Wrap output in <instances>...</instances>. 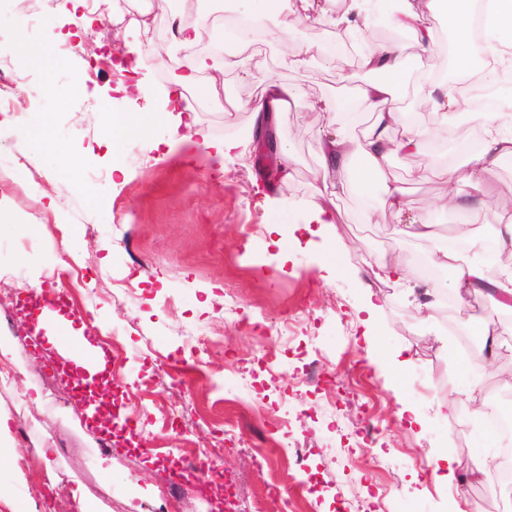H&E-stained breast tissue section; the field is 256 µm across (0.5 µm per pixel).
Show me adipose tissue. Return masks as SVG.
Returning <instances> with one entry per match:
<instances>
[{"instance_id": "ef3b65f1", "label": "adipose tissue", "mask_w": 512, "mask_h": 512, "mask_svg": "<svg viewBox=\"0 0 512 512\" xmlns=\"http://www.w3.org/2000/svg\"><path fill=\"white\" fill-rule=\"evenodd\" d=\"M249 2L244 19L258 36L273 28L295 27L302 18L299 7L290 6L289 0ZM430 13L440 16L452 34L451 53L458 71L474 74L484 83H496L503 74H512V0H400L393 23L408 32L415 46L424 52L430 50L433 39V30L426 23ZM408 61L404 45L393 42L366 44L364 52L353 59V70L378 72L385 79L355 89V100L371 114L363 137L355 140L339 132L321 148L317 183L307 216L308 223L317 225L319 233H326L336 224V200L354 187L366 196H379L382 205L394 214L411 208L407 190L386 172L393 154L421 151L431 136L427 128L406 124L399 107ZM235 67L236 62L229 54L221 58L194 55L173 74L171 83L174 90L193 89L199 96L215 99L226 73ZM415 96L420 106L442 123L468 109L460 90L443 77L420 79ZM304 97L302 88L269 78L259 100L232 99L228 106L234 111L253 113L257 124L262 125L276 120ZM476 118L484 130L483 145L464 170L449 172L448 179L463 180L477 188L499 162L512 158V132L505 131L502 113L480 112ZM429 259L437 266L455 269L457 287L480 292L486 279L480 260L448 247L434 250Z\"/></svg>"}]
</instances>
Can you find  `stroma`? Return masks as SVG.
I'll return each instance as SVG.
<instances>
[{
	"mask_svg": "<svg viewBox=\"0 0 512 512\" xmlns=\"http://www.w3.org/2000/svg\"><path fill=\"white\" fill-rule=\"evenodd\" d=\"M89 17L76 0H0V60L20 70L27 95L12 112H0V198L8 199V227L0 229V292L15 296L31 286L66 292L80 308L74 328L103 348L119 346L125 362L112 378V399L123 416L136 420L133 446L114 444L101 453V436L76 404L60 405L40 376L49 357L35 358L27 345L30 325L11 308V327L0 326V512H80V501L100 512H149L167 469L186 449H198L232 480L237 512H499L502 487L473 479L472 458L484 442L472 421L496 399L512 373V327L504 356L494 368L460 353L456 344L428 341L412 315L402 287L377 280L373 259L398 250L411 285H425L414 257L447 246L459 225L482 237L498 224L495 211L477 216L434 208L447 190L465 200L478 193L512 195V159L501 161L482 191L468 183L448 185L445 171L465 165L459 139L477 128L467 117L453 126L420 110L413 93L403 111L428 127L432 137L417 155L394 154L392 180L414 201L400 216L378 201L364 202L350 190L336 202L339 222L322 237L303 223L320 148L338 129L359 137L367 118L298 108L281 113L273 128L289 144L292 177L282 180L278 154L252 138L253 113L214 109L196 113L213 140L245 138L246 157L217 159L202 144L169 147L170 120L161 118L170 81L169 64L182 52L166 19L183 0H100ZM342 10V0H314L296 27L272 30L260 43L233 50L237 70L228 76V98L260 96V76L306 89L309 97L336 103L351 96L339 82V62L352 52L336 28L317 22L322 8ZM155 17L145 39L131 12ZM48 20L30 26L31 14ZM430 52L408 47L417 68L441 71L463 82L448 53L450 35L440 17ZM84 32L65 65L45 70L32 52L57 47ZM308 42L334 53L302 67L292 66ZM131 56V83L102 64L84 95L65 89L104 53ZM157 113L146 134L127 136L119 156L109 151L108 115ZM50 119L53 136L69 145L75 163L60 172L42 155L30 134ZM435 224L437 236L418 243L404 233L418 215ZM282 219L287 250L268 227ZM73 263L80 287L56 282V269ZM379 301L369 315V299ZM404 351L412 364L402 392H395L390 356ZM276 356L274 372L255 368L241 380L238 369L263 353ZM200 366L204 382L178 389L165 371L169 358ZM326 371L316 384L305 381L312 364ZM479 384L458 398L448 420L437 418L435 402L447 396L466 372ZM411 413L400 414L401 404ZM377 432L368 448L358 432ZM291 437L304 455L296 472L292 456L279 450ZM455 460L453 490L431 476L440 451ZM69 494L53 497L56 482Z\"/></svg>",
	"mask_w": 512,
	"mask_h": 512,
	"instance_id": "obj_1",
	"label": "stroma"
}]
</instances>
